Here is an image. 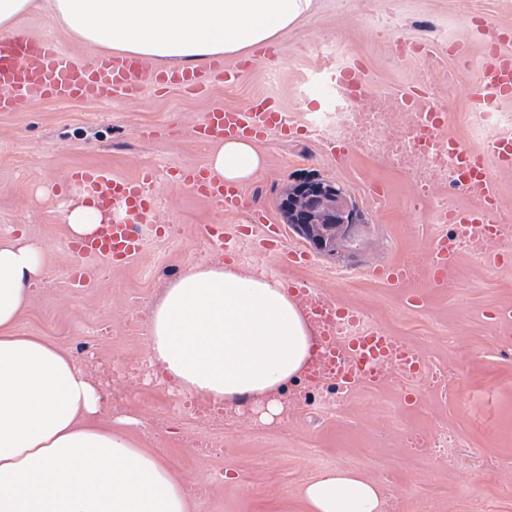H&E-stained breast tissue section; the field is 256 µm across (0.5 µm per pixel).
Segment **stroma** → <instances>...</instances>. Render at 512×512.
Instances as JSON below:
<instances>
[{
	"instance_id": "obj_1",
	"label": "stroma",
	"mask_w": 512,
	"mask_h": 512,
	"mask_svg": "<svg viewBox=\"0 0 512 512\" xmlns=\"http://www.w3.org/2000/svg\"><path fill=\"white\" fill-rule=\"evenodd\" d=\"M32 38H51L65 53L88 48L44 10L18 20ZM512 27V0H315L312 12L274 42L273 56L255 50L254 67L239 83L204 94L147 90L138 101H43L20 112H0V238L26 235L40 244L46 269L17 328L72 354L100 391L108 416L136 418L131 428L143 448L161 451L196 487L193 512H308L301 489L322 472L355 471L378 483L386 512H512V247L495 243L463 251L444 288L416 272L403 288L384 287L381 268L424 257L444 227L435 218L443 190L414 205L409 174L382 158L347 148L344 161L317 136L259 143L263 170L242 185L240 212L157 179L162 236L148 235L143 253L115 267L71 253L60 213L61 189L71 170L106 166L121 177L142 169L207 163L210 144L192 127L217 105L242 107L256 96L276 99L289 119L332 111L331 88L319 70L360 61L370 86L397 95L428 89L447 114L446 133L478 148L487 132L474 118L481 27ZM430 46V56L402 57L396 36ZM469 46L465 63L452 45ZM342 185L365 222L336 255L313 254L305 267L280 253H257L243 228L256 216L281 225L287 247L305 242L285 224L278 201L297 181ZM223 225L240 241L232 257L250 275L287 281L292 292L354 308L369 323L414 349L425 365L445 368V387L425 377L389 374L353 389L335 409L285 404L282 421L261 423L252 402L202 423L192 396L155 376L147 319L169 283L194 264L223 261L206 235ZM94 269L85 288L69 285L75 266ZM142 366L140 378L119 370ZM448 434L447 451L435 448ZM211 446L194 448L197 439Z\"/></svg>"
}]
</instances>
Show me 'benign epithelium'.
Masks as SVG:
<instances>
[{
	"label": "benign epithelium",
	"instance_id": "7a95c632",
	"mask_svg": "<svg viewBox=\"0 0 512 512\" xmlns=\"http://www.w3.org/2000/svg\"><path fill=\"white\" fill-rule=\"evenodd\" d=\"M279 208L319 253L336 252L338 245L356 237L361 223L344 188L330 181L305 180L290 186Z\"/></svg>",
	"mask_w": 512,
	"mask_h": 512
}]
</instances>
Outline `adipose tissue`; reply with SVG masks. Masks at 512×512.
I'll use <instances>...</instances> for the list:
<instances>
[{"mask_svg": "<svg viewBox=\"0 0 512 512\" xmlns=\"http://www.w3.org/2000/svg\"><path fill=\"white\" fill-rule=\"evenodd\" d=\"M314 0H45L67 32L93 50L178 65L237 56L275 42ZM212 173L256 176V145L216 144ZM45 270L42 248L0 239V512H192L194 486L130 436L129 417L104 418L101 396L77 359L16 323ZM152 366L181 394L225 407L266 403L300 381L319 332L284 282L232 265H193L151 311ZM310 512H382L377 484L334 469L302 490Z\"/></svg>", "mask_w": 512, "mask_h": 512, "instance_id": "ef3b65f1", "label": "adipose tissue"}]
</instances>
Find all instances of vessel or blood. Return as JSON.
Here are the masks:
<instances>
[{
  "label": "vessel or blood",
  "mask_w": 512,
  "mask_h": 512,
  "mask_svg": "<svg viewBox=\"0 0 512 512\" xmlns=\"http://www.w3.org/2000/svg\"><path fill=\"white\" fill-rule=\"evenodd\" d=\"M511 41L512 35L494 31L483 44L475 94L479 114H492L501 104L512 101V50L507 47ZM249 66L246 60L227 65L217 59L204 70L156 69L129 56L92 54L75 58L63 53L52 39L37 40L21 32L10 41H0V112H13L40 100L133 102L151 86L200 93L208 90L216 77L225 84H235ZM330 83L338 99H345L366 85V69L358 63L343 65L332 72ZM402 99L410 111L425 112L428 134L441 138L445 112L427 102L416 89L405 92ZM307 129V124L290 121L274 99L257 96L241 108L217 107L206 112L195 125L194 135L201 141L246 138L262 142L273 134L292 140ZM448 148L470 200L469 205L449 211V223L484 242L495 241L499 226L494 215L501 199L489 168L494 165L502 170L512 169V134L490 135L475 151L454 140L449 141ZM167 179L188 187L199 197L219 202L225 213H237L242 207V188L212 177L206 167H172ZM155 180L154 171L149 169L130 178L117 176L104 166L73 170L65 184L68 193L98 207L111 205L112 216L97 224L91 233L71 239L69 251L116 265L138 258L144 249L141 226L155 215L156 201L148 191ZM256 243L267 251H284L294 262L304 264L309 260L307 252L285 249L282 230L276 224H260ZM461 253L456 238L442 234L433 239L424 262L437 287L447 286ZM323 344L332 357L342 361L340 373L350 386L369 380L371 373L386 366L396 352L401 355L402 376L412 377L422 371L417 353L397 347L394 338L379 327L362 328L340 340L327 332Z\"/></svg>",
  "instance_id": "obj_1"
}]
</instances>
